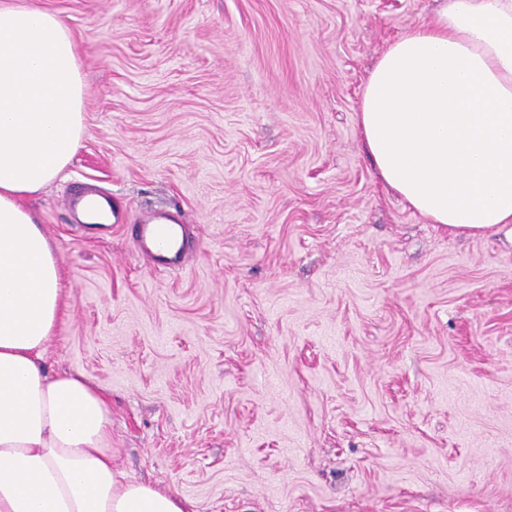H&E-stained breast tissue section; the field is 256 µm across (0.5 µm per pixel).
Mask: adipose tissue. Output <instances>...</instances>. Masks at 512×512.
<instances>
[{"mask_svg":"<svg viewBox=\"0 0 512 512\" xmlns=\"http://www.w3.org/2000/svg\"><path fill=\"white\" fill-rule=\"evenodd\" d=\"M79 56L59 15L0 0V512H189L113 467L103 393L43 363L59 269L24 201L81 146ZM357 124L380 178L431 223L512 224V0H442L370 71Z\"/></svg>","mask_w":512,"mask_h":512,"instance_id":"adipose-tissue-1","label":"adipose tissue"}]
</instances>
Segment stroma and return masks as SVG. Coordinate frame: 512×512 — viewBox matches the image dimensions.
Wrapping results in <instances>:
<instances>
[{
  "label": "stroma",
  "mask_w": 512,
  "mask_h": 512,
  "mask_svg": "<svg viewBox=\"0 0 512 512\" xmlns=\"http://www.w3.org/2000/svg\"><path fill=\"white\" fill-rule=\"evenodd\" d=\"M87 88L29 200L65 304L48 371L102 388L114 467L192 512H512V224L454 235L379 180L378 57L437 0H33ZM95 185L121 220L79 222ZM185 216L155 269L131 227Z\"/></svg>",
  "instance_id": "35a3bbf8"
}]
</instances>
